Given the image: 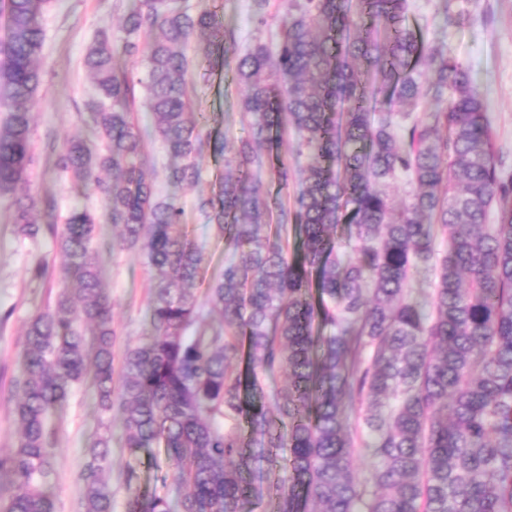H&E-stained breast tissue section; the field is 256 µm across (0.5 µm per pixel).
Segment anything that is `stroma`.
<instances>
[{
	"instance_id": "obj_1",
	"label": "stroma",
	"mask_w": 512,
	"mask_h": 512,
	"mask_svg": "<svg viewBox=\"0 0 512 512\" xmlns=\"http://www.w3.org/2000/svg\"><path fill=\"white\" fill-rule=\"evenodd\" d=\"M190 4L214 11L225 28L234 31L238 47L255 38H268L278 28L280 0H270L268 24L257 27L252 0H189ZM131 0H52L40 23L45 32L43 51L38 59L42 83L31 104L36 161L21 193L36 199H52L51 218L63 222L76 206L87 207L100 217L96 227L98 263L112 304V324L119 344L133 343L145 335L147 300L151 273L142 254L136 250H113L114 232L104 217L105 206L97 191L75 184L69 175L46 160L49 143H62L67 137L94 140L87 108L93 95L92 79L83 66L87 47L102 28L117 29ZM407 24L419 28L424 42L447 52L476 77L485 94L487 110L495 133L496 147L505 171L512 173V0H410ZM197 110L209 118L207 130L223 134L227 146H235L244 130L240 116L241 91L232 67L191 76ZM147 150L153 160L151 175L161 194L174 190L164 179L167 156L159 142ZM223 158L204 153L202 174L192 186L177 192L194 239L203 247L208 273L224 264V244L215 236L205 216L198 211L199 198L210 195L216 180L225 171ZM14 197L0 195V453L9 454L18 440L13 418L9 381L24 356V329L30 318L45 305L49 289L59 287L63 259L52 238L28 239L13 231ZM47 264L48 275L32 279L31 269ZM57 439L54 455L57 478L52 488L56 512H76L81 486L77 480L90 439L101 432V415L91 382L72 392L63 411L54 416ZM111 470L109 482L116 503H123L126 492L122 474L129 463H136L143 485L160 484L165 465L163 449L152 455L130 458L122 448L119 418H112Z\"/></svg>"
}]
</instances>
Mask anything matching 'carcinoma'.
<instances>
[{"label": "carcinoma", "instance_id": "obj_1", "mask_svg": "<svg viewBox=\"0 0 512 512\" xmlns=\"http://www.w3.org/2000/svg\"><path fill=\"white\" fill-rule=\"evenodd\" d=\"M50 0H0V194L33 162L28 104L41 83L39 22ZM275 45L241 54L234 32L184 0H134L97 35L84 65L102 148L64 141L55 165L104 198L155 277L149 330L116 356L111 303L97 261L94 211L39 222L15 200L14 230L51 236L65 257L60 288L28 322L12 379L17 446L0 455L11 493L0 512H55L59 411L86 377L101 413L120 415L131 455L165 448L175 490L145 493L124 472L123 512H246L255 448H289L276 512H512V175L495 148L471 72L405 25L408 0H281ZM233 58L247 124L212 193L200 200L229 257L203 276L205 253L175 195L145 170L160 142L172 186L195 183L205 133L192 110V70ZM435 105L422 115L427 76ZM151 123L141 124L139 110ZM443 126L447 135L434 136ZM295 134L305 159L291 205L273 161ZM403 181L401 203L390 193ZM352 227L336 246V226ZM447 242L437 252L438 239ZM428 288H412L420 270ZM109 425L88 444L77 512H114ZM367 461L356 474L353 459Z\"/></svg>", "mask_w": 512, "mask_h": 512}]
</instances>
